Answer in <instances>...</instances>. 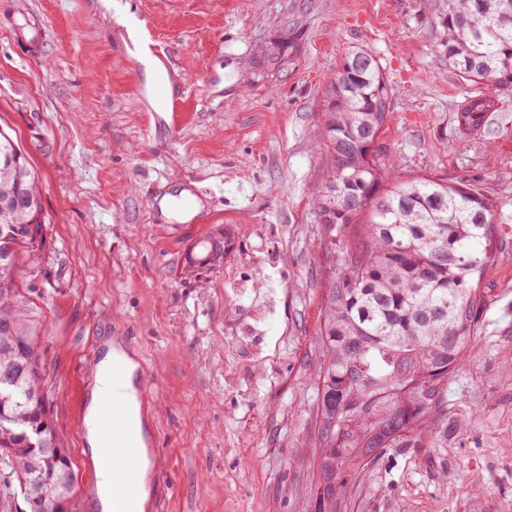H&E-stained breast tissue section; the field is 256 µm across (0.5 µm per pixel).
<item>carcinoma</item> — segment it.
<instances>
[{
    "mask_svg": "<svg viewBox=\"0 0 512 512\" xmlns=\"http://www.w3.org/2000/svg\"><path fill=\"white\" fill-rule=\"evenodd\" d=\"M448 66L480 85L512 80V0H434ZM389 93L378 62L365 52L346 55L328 96L326 128L333 179L317 197L329 230L336 274L325 300L316 399L317 469L313 512H339L349 483L390 448H401L438 410L448 377L472 356L486 299L483 271L495 241L494 201L470 184L433 178H393L385 185L369 143L389 116ZM492 100L475 95L461 111L472 129L485 126ZM368 213L363 233L346 229ZM45 223L28 161L0 130V372L12 368L0 391V471L3 487H20L26 459L9 462L38 428L48 448L64 444L45 389V367L33 320L19 310L13 273L35 260L44 239L7 237L13 225ZM74 475L70 455L42 472L54 490L60 468Z\"/></svg>",
    "mask_w": 512,
    "mask_h": 512,
    "instance_id": "cac0c4a2",
    "label": "carcinoma"
}]
</instances>
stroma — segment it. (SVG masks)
Wrapping results in <instances>:
<instances>
[{"label": "stroma", "instance_id": "stroma-1", "mask_svg": "<svg viewBox=\"0 0 512 512\" xmlns=\"http://www.w3.org/2000/svg\"><path fill=\"white\" fill-rule=\"evenodd\" d=\"M148 22L182 117L140 99L126 22ZM431 0H0V128L39 178L38 260L16 271L39 323L53 421L74 464L67 512L98 474L77 429L106 337L149 373L157 512H311L316 369L334 252L316 204L333 167L326 97L343 58L390 91L375 158L389 176L471 183L499 206L476 355L441 417L362 471L344 512H512V83L481 132L439 55ZM195 225L153 203L181 188ZM224 255L186 267L195 228ZM249 332L236 363L225 339ZM440 447H433V440Z\"/></svg>", "mask_w": 512, "mask_h": 512}]
</instances>
